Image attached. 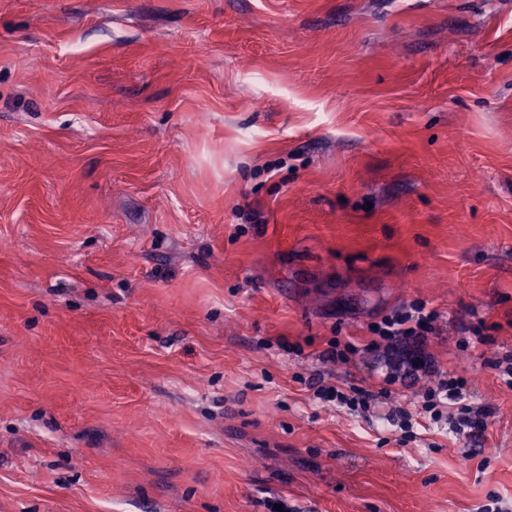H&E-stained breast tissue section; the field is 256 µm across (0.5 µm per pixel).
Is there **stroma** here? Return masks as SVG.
I'll list each match as a JSON object with an SVG mask.
<instances>
[{"label": "stroma", "mask_w": 512, "mask_h": 512, "mask_svg": "<svg viewBox=\"0 0 512 512\" xmlns=\"http://www.w3.org/2000/svg\"><path fill=\"white\" fill-rule=\"evenodd\" d=\"M414 302L472 458L385 419ZM511 350L512 0H0V512H478ZM438 317L437 311L427 309L424 303H413L370 324L369 331L374 338L368 345L385 342L387 347H392L403 340L422 343L435 332ZM360 351V346L351 341L336 338L329 342V348L323 352V359L331 362L346 363ZM467 380L461 376H451L440 381L436 387L428 388L422 394L420 410L428 416L429 426L448 424V413L453 417V429L458 439H472L475 433L486 426L490 410L474 408L467 403ZM419 412V415H421ZM312 397L323 403H333L355 413L369 412L374 395L371 391L355 386L347 388L338 385L310 384Z\"/></svg>", "instance_id": "obj_1"}]
</instances>
